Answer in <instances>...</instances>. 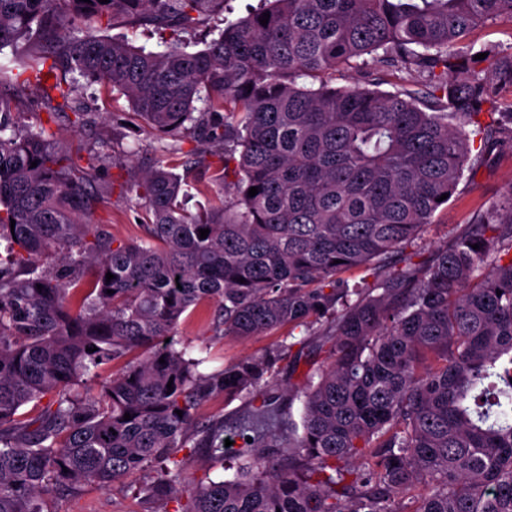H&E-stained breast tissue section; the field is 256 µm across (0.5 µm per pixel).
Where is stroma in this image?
<instances>
[{
  "instance_id": "obj_1",
  "label": "stroma",
  "mask_w": 512,
  "mask_h": 512,
  "mask_svg": "<svg viewBox=\"0 0 512 512\" xmlns=\"http://www.w3.org/2000/svg\"><path fill=\"white\" fill-rule=\"evenodd\" d=\"M77 99L93 104L97 123L75 129L64 117L51 129L61 137L77 167L94 163L92 184L103 195L91 221L107 227L112 236L132 240L141 234L143 214L126 194L130 180L142 175L157 160L156 139L135 114L129 99L119 91L98 82L77 78ZM471 150L481 162L464 171L449 200L435 215L433 224L421 235L417 250L430 258L450 235L472 223L497 200L512 191V144L502 141L472 142ZM212 310H204L182 324L175 336L188 356L202 359L203 371L222 368L225 362L259 354L282 339L281 333L247 340L214 333ZM140 479L105 490L88 484L76 495L52 494L50 512H154L155 506L139 490Z\"/></svg>"
}]
</instances>
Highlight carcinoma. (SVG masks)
Returning <instances> with one entry per match:
<instances>
[{"label":"carcinoma","mask_w":512,"mask_h":512,"mask_svg":"<svg viewBox=\"0 0 512 512\" xmlns=\"http://www.w3.org/2000/svg\"><path fill=\"white\" fill-rule=\"evenodd\" d=\"M228 2L0 0V86L91 127L76 73L172 139L127 186L144 237L120 240L85 221L94 159L79 172L0 96V512L139 474L155 512H512V192L413 261L440 197L478 164L456 121L512 140V112L480 120L489 88L471 69L484 53L512 89V51L467 40L512 19V0H263L187 50L180 34ZM117 19L170 31L166 50L101 33ZM358 66L391 68L395 91L332 84ZM186 133L223 150L194 153L199 186L227 194L195 214L163 162ZM352 270L373 281L350 286ZM205 303L226 336L302 329L326 361L286 405L258 390L291 343L203 373L173 336ZM221 394L244 401L238 471L194 482L190 460L224 461V416L195 422Z\"/></svg>","instance_id":"carcinoma-1"}]
</instances>
